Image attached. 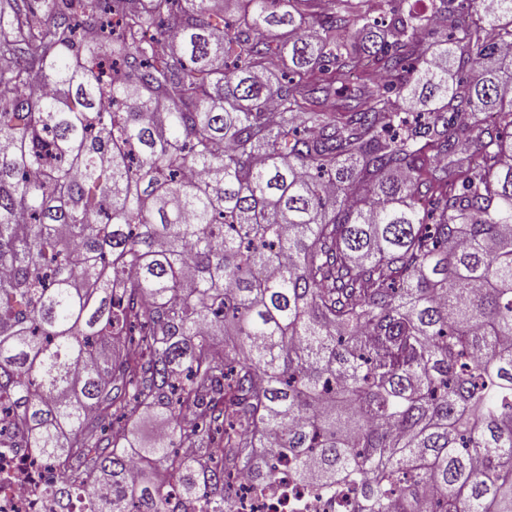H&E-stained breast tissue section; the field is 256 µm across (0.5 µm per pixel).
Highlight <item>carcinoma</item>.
Returning <instances> with one entry per match:
<instances>
[{
	"label": "carcinoma",
	"mask_w": 512,
	"mask_h": 512,
	"mask_svg": "<svg viewBox=\"0 0 512 512\" xmlns=\"http://www.w3.org/2000/svg\"><path fill=\"white\" fill-rule=\"evenodd\" d=\"M120 2L0 6V447L81 512L282 462L340 512H512V0H384L362 47V0Z\"/></svg>",
	"instance_id": "cac0c4a2"
}]
</instances>
